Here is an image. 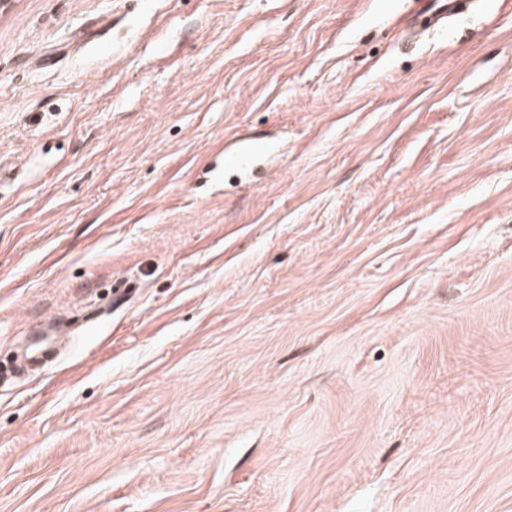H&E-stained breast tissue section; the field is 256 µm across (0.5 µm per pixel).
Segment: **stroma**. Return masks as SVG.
I'll return each instance as SVG.
<instances>
[{
  "instance_id": "stroma-1",
  "label": "stroma",
  "mask_w": 512,
  "mask_h": 512,
  "mask_svg": "<svg viewBox=\"0 0 512 512\" xmlns=\"http://www.w3.org/2000/svg\"><path fill=\"white\" fill-rule=\"evenodd\" d=\"M401 14L0 0V512H512V23ZM266 147V142L257 136L249 137L248 140L243 141L236 149L226 151L224 155V166L228 167H241L253 155L263 152Z\"/></svg>"
}]
</instances>
